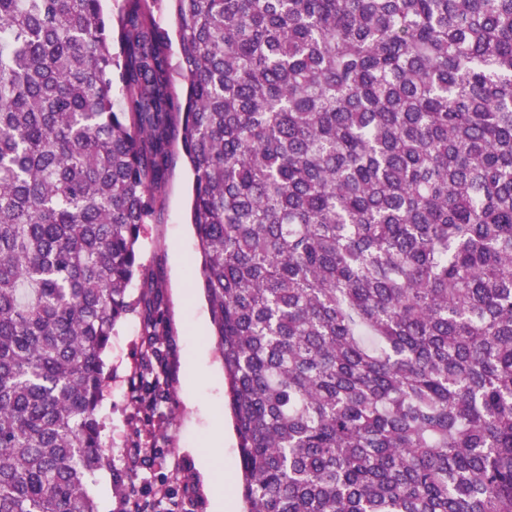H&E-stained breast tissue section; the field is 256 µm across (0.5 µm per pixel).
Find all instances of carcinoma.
<instances>
[{"instance_id": "1", "label": "carcinoma", "mask_w": 512, "mask_h": 512, "mask_svg": "<svg viewBox=\"0 0 512 512\" xmlns=\"http://www.w3.org/2000/svg\"><path fill=\"white\" fill-rule=\"evenodd\" d=\"M0 0V512H97L169 335L175 128L244 512H512V0Z\"/></svg>"}]
</instances>
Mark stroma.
I'll return each mask as SVG.
<instances>
[{
    "label": "stroma",
    "mask_w": 512,
    "mask_h": 512,
    "mask_svg": "<svg viewBox=\"0 0 512 512\" xmlns=\"http://www.w3.org/2000/svg\"><path fill=\"white\" fill-rule=\"evenodd\" d=\"M192 176L183 154H176L162 205V219L143 225L139 245L142 263L158 270L167 300L172 348L168 369L165 419H147L133 388L141 361L140 317L131 311L117 326L105 354L106 387L100 409L102 440L111 448L112 464L101 469L91 487L98 512H123L129 474H137L143 497L155 500L156 512H212L209 490L196 449L206 447L216 427L224 429L217 452L230 487V512H239L240 460L230 422L224 385V361L212 338L209 306L191 272L199 263L190 222ZM155 443L162 459L141 457L134 449Z\"/></svg>",
    "instance_id": "35a3bbf8"
}]
</instances>
